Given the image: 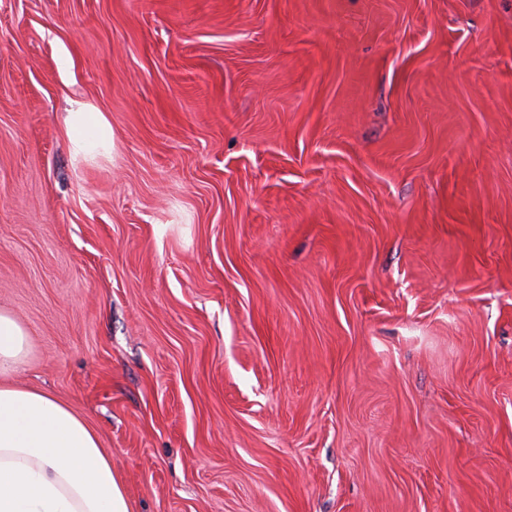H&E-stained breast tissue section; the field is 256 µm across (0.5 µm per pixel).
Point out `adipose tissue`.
Returning a JSON list of instances; mask_svg holds the SVG:
<instances>
[{
	"instance_id": "obj_1",
	"label": "adipose tissue",
	"mask_w": 512,
	"mask_h": 512,
	"mask_svg": "<svg viewBox=\"0 0 512 512\" xmlns=\"http://www.w3.org/2000/svg\"><path fill=\"white\" fill-rule=\"evenodd\" d=\"M71 150L112 152V127L99 112H68ZM28 333L0 312V512H130L124 486L95 432L71 408L8 380L22 363Z\"/></svg>"
}]
</instances>
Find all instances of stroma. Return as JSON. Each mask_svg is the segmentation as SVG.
Here are the masks:
<instances>
[{
    "label": "stroma",
    "mask_w": 512,
    "mask_h": 512,
    "mask_svg": "<svg viewBox=\"0 0 512 512\" xmlns=\"http://www.w3.org/2000/svg\"><path fill=\"white\" fill-rule=\"evenodd\" d=\"M0 311L132 512H512V0H0ZM66 124L74 157L111 154L112 127L102 113L85 111V106L78 104L68 112Z\"/></svg>",
    "instance_id": "obj_1"
}]
</instances>
